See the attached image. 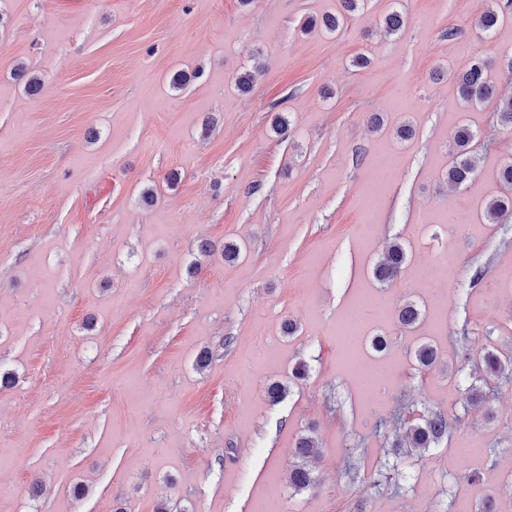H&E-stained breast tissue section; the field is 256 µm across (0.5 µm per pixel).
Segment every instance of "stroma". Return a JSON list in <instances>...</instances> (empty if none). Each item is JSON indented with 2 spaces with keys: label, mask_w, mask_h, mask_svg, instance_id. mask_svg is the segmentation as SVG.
<instances>
[{
  "label": "stroma",
  "mask_w": 512,
  "mask_h": 512,
  "mask_svg": "<svg viewBox=\"0 0 512 512\" xmlns=\"http://www.w3.org/2000/svg\"><path fill=\"white\" fill-rule=\"evenodd\" d=\"M393 10L405 25L388 35ZM343 13V0H0V372L17 376L0 390V512H249L272 479L281 512H477L492 491L504 512L512 382L493 420L468 408L450 332L467 328L475 354L512 350V223L473 207L500 194L512 131L494 127V103L464 107L455 80L478 54L512 94V12L482 40L465 0H364L327 32L323 18ZM21 63L38 92L13 79ZM178 71L191 76L182 90ZM463 124L479 171L451 191ZM384 157L369 214L364 187ZM452 214L464 224L450 240ZM395 238L409 262L382 284L373 265ZM419 262L452 266L448 322L403 334L395 306L427 307L437 289L417 280ZM363 294L358 344L391 368L381 402L336 341ZM419 336L439 344V368L418 370ZM299 363L306 379L271 401ZM427 407L453 417L448 437L395 460L387 435ZM304 435L322 457L316 486L297 492L288 468ZM350 461L380 482L369 500L343 476Z\"/></svg>",
  "instance_id": "35a3bbf8"
}]
</instances>
